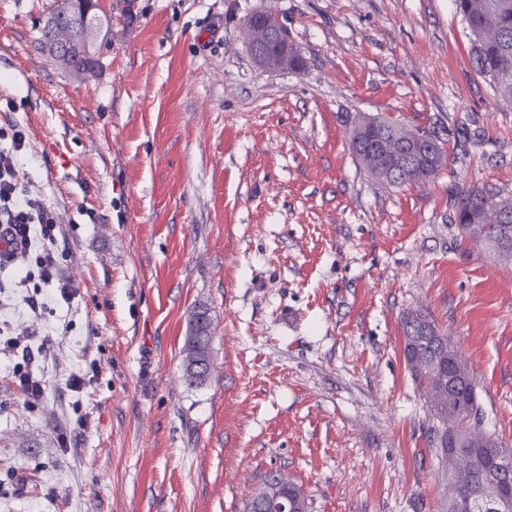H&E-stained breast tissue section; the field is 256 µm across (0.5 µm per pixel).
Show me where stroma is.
Segmentation results:
<instances>
[{
  "instance_id": "obj_1",
  "label": "stroma",
  "mask_w": 512,
  "mask_h": 512,
  "mask_svg": "<svg viewBox=\"0 0 512 512\" xmlns=\"http://www.w3.org/2000/svg\"><path fill=\"white\" fill-rule=\"evenodd\" d=\"M54 3L0 0V129L27 132L18 179L58 207L80 292L38 321L24 298L47 288L0 273V325L37 323L47 376L29 403L0 353V512H246L271 469L309 512H448L404 312L429 311L512 448V264L451 222L462 190L512 198V97L453 0H103L111 47L82 77L39 45ZM266 11L302 66L253 59ZM362 113L435 133L446 165L374 182L349 149ZM264 16L267 17L265 23L259 21L258 23H247L244 26V34L248 45L257 54H261L262 45L270 38L274 27L283 24L279 16L272 12L266 13L262 17ZM207 309H203V312H198L193 315V318L190 320L188 338L186 340L183 354H184V362L186 358H188L191 354H195L197 351V347L192 341L191 336H196L200 341L201 338L205 337V341H208L211 336V320L209 316H206Z\"/></svg>"
}]
</instances>
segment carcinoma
I'll return each instance as SVG.
<instances>
[{
	"instance_id": "carcinoma-1",
	"label": "carcinoma",
	"mask_w": 512,
	"mask_h": 512,
	"mask_svg": "<svg viewBox=\"0 0 512 512\" xmlns=\"http://www.w3.org/2000/svg\"><path fill=\"white\" fill-rule=\"evenodd\" d=\"M457 12L461 15L470 31V53L476 70L497 83L496 75L509 71L512 73V0H454ZM101 27L96 12L85 14L78 0H62L61 6L52 11L42 23L39 39L48 54L70 69H86L99 65L82 41L72 42L64 47L57 40L63 29H77L91 34ZM485 29L496 30L509 38L504 44L496 40H484L479 32ZM434 141L433 152L426 155L421 164L413 169L402 171L400 183L426 180L435 175L447 160L444 143L430 131L424 132ZM503 202L512 206V199L502 200L494 193L479 187H472L459 195L453 223L461 229L462 236L483 242L487 245L508 244L512 248V221L507 224H485L481 218L484 205ZM403 340V357L415 383L423 392L436 393L443 405H448V389L441 388V377L448 376L451 358L448 356V337L437 328L429 315L417 311L404 315L400 321ZM199 339L211 336V320L206 312H198L190 320L188 338L183 354L189 357L197 351L192 337ZM458 404L466 418L480 420L484 417L482 405L476 392L472 375H467L458 384ZM433 417L440 424L430 429V443L435 453L447 455L448 449L442 447V439L448 430V420L444 411L432 409ZM458 445L463 451L476 456L481 461L468 480L460 486L461 496L475 503L484 492L489 477L500 479L502 494L512 498V449L502 443L490 446L477 445L456 435ZM275 483L277 492L288 498L293 512H309L308 497L299 483L282 473L265 474L261 485Z\"/></svg>"
}]
</instances>
